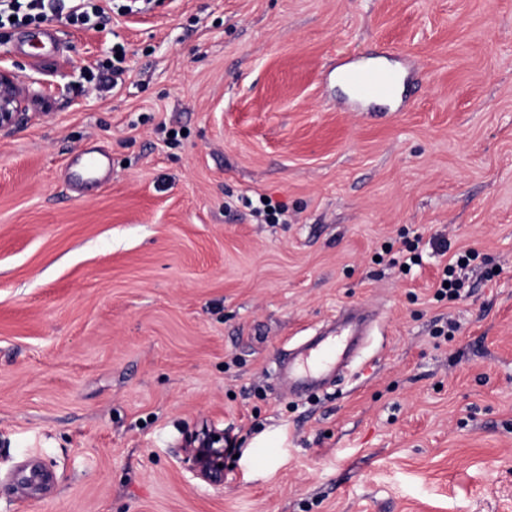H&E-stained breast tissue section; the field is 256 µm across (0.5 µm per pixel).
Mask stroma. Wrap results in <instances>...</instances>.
<instances>
[{
  "mask_svg": "<svg viewBox=\"0 0 512 512\" xmlns=\"http://www.w3.org/2000/svg\"><path fill=\"white\" fill-rule=\"evenodd\" d=\"M50 23L53 47L0 28L32 94L0 134V512H512V0ZM389 50L406 103L345 105L332 71ZM97 145L109 180L75 183ZM418 236L411 272L375 261ZM470 248L468 292L436 300ZM352 305L377 319L350 375L280 395L281 352ZM204 428L233 444L219 483ZM215 436H219V439H215ZM213 440V443L219 446L214 445L215 448H207L203 452H201L202 448H195V456L201 464L202 473L208 478H217L222 471V468H219V464H222L224 437L219 434H213Z\"/></svg>",
  "mask_w": 512,
  "mask_h": 512,
  "instance_id": "35a3bbf8",
  "label": "stroma"
}]
</instances>
